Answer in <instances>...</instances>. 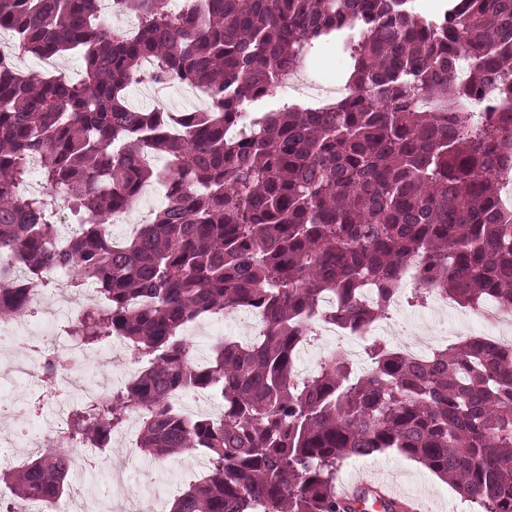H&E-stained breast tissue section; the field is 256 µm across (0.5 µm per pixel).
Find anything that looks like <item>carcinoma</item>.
I'll return each mask as SVG.
<instances>
[{
	"label": "carcinoma",
	"mask_w": 512,
	"mask_h": 512,
	"mask_svg": "<svg viewBox=\"0 0 512 512\" xmlns=\"http://www.w3.org/2000/svg\"><path fill=\"white\" fill-rule=\"evenodd\" d=\"M126 32L97 20L98 0H0V319L59 288L94 287L99 303L67 335L86 347L112 337L142 367L102 400L71 412L64 435L19 469L0 472L19 504L51 506L65 492L73 446L112 451L133 410L139 448L157 457L196 452L207 471L169 512H358L365 495L336 494L349 457L387 449L453 483L482 512H512V348L480 336L411 359L385 341L365 345L358 374L333 356L300 377L305 321L355 331L385 316L403 275L431 295L512 311V214L501 205L503 142L512 109L474 119L417 105L460 102L497 83L512 101V0H448L424 16L412 0H116ZM360 25L352 37L350 22ZM350 59L347 93L321 106L287 104L250 116L327 39ZM77 53L81 79L30 76L21 58ZM153 68L142 74L144 60ZM464 59L468 78L449 83ZM148 79L187 85L207 107L165 112L130 105ZM166 159V169L149 158ZM40 160L47 192L17 188ZM159 182L162 205L124 242L112 216ZM80 225L56 245L58 201ZM375 289L370 305L364 288ZM337 303L323 310L324 297ZM238 308L265 321L253 345L222 339L192 364L187 326ZM70 366L44 364L52 383ZM208 390L224 417L189 416L170 397Z\"/></svg>",
	"instance_id": "1"
}]
</instances>
